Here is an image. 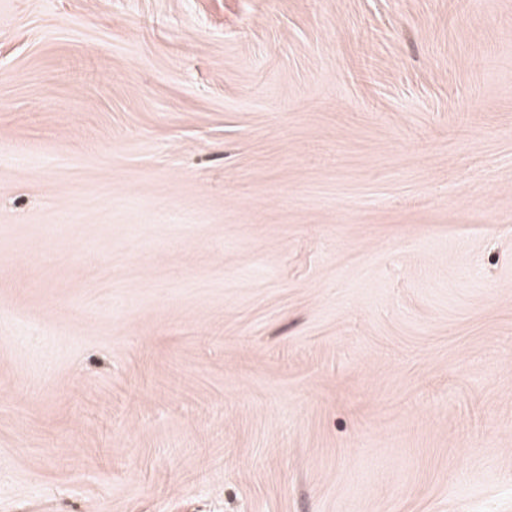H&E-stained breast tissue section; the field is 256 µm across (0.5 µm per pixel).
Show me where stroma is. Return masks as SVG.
<instances>
[{"instance_id": "obj_1", "label": "stroma", "mask_w": 512, "mask_h": 512, "mask_svg": "<svg viewBox=\"0 0 512 512\" xmlns=\"http://www.w3.org/2000/svg\"><path fill=\"white\" fill-rule=\"evenodd\" d=\"M0 512H512V0H0Z\"/></svg>"}]
</instances>
